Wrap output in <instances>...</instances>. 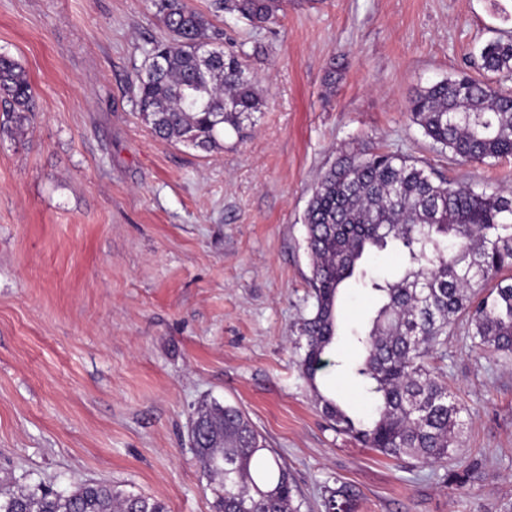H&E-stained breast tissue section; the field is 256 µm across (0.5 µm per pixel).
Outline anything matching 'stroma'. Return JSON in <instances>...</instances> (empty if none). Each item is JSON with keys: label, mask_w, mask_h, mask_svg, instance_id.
Segmentation results:
<instances>
[{"label": "stroma", "mask_w": 512, "mask_h": 512, "mask_svg": "<svg viewBox=\"0 0 512 512\" xmlns=\"http://www.w3.org/2000/svg\"><path fill=\"white\" fill-rule=\"evenodd\" d=\"M189 3L263 98L244 136L209 152L138 115L133 76L167 36L152 0H0V53L37 106L0 136V481H104L211 512L189 429L215 400L265 436L299 512H324L325 488L343 484L354 512H512V362L460 335L433 355L468 408L456 460L480 463L461 485L453 462H394L321 414L320 391L371 413L346 370L369 290L346 285L317 387L294 347L312 305L303 214L341 153L387 149L512 192V160L458 164L408 111L512 35V0H284L262 25Z\"/></svg>", "instance_id": "stroma-1"}]
</instances>
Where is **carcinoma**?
Returning a JSON list of instances; mask_svg holds the SVG:
<instances>
[{
    "instance_id": "obj_1",
    "label": "carcinoma",
    "mask_w": 512,
    "mask_h": 512,
    "mask_svg": "<svg viewBox=\"0 0 512 512\" xmlns=\"http://www.w3.org/2000/svg\"><path fill=\"white\" fill-rule=\"evenodd\" d=\"M154 5L173 39L154 43L136 75L143 120L157 137L205 151L221 147L227 130L243 136L263 99L238 54L219 49L203 64L196 48L211 43L206 16L186 0ZM280 7V0H216L217 9L251 24L274 21ZM479 68L512 73V37L486 43ZM0 100L9 106L0 131L22 129L34 111L32 86L22 66L2 53ZM409 110L426 137L461 161L512 157L511 90L448 78L416 90ZM303 224L314 303L299 324L298 365L323 415L337 433L387 457L426 465L452 458L465 407L428 358L463 321L472 346L512 360V194L477 191L412 157L363 147L340 155L321 176ZM388 249L403 260L398 279L361 268L369 255ZM357 278L375 300L368 326L351 330L364 352L351 372L376 402L367 422L317 383L338 335L343 289ZM193 424L213 512H299L286 466L266 455V439L241 408L204 401ZM323 506L351 512L352 494L328 488ZM0 512L169 510L161 500L89 481L69 491L1 483Z\"/></svg>"
}]
</instances>
